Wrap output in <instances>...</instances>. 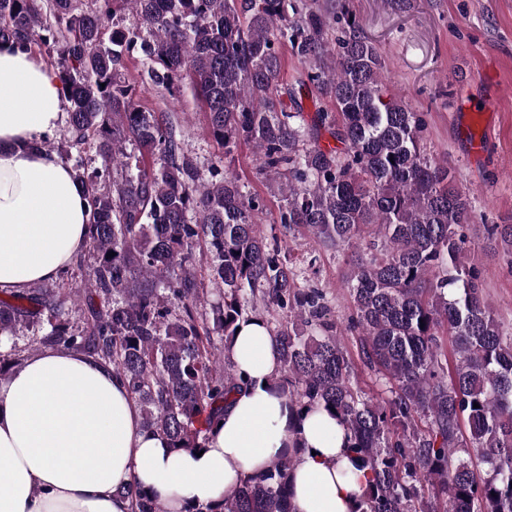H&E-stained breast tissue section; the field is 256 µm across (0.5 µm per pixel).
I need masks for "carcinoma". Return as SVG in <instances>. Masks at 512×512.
Segmentation results:
<instances>
[{"instance_id":"cac0c4a2","label":"carcinoma","mask_w":512,"mask_h":512,"mask_svg":"<svg viewBox=\"0 0 512 512\" xmlns=\"http://www.w3.org/2000/svg\"><path fill=\"white\" fill-rule=\"evenodd\" d=\"M97 2L0 0L1 43L26 51L38 40L56 53L66 155L89 205L84 301L11 293L0 300V337L13 344L19 325L36 324L40 345L111 365L144 427L195 449L249 384L228 347L241 323L258 320L276 338L271 384L291 409H322L350 432L354 464L368 475L357 512H512V336L467 265L475 216L448 161L426 156L422 113L386 96L385 59L348 0ZM285 45L304 64L296 89L279 82ZM134 53L170 96L189 81L224 165L190 155L179 125L139 107L123 77ZM299 91L315 98L312 124ZM321 130L337 145L320 147ZM242 144L281 199L268 235L257 224L264 198L231 169ZM91 150L101 159L92 170ZM297 226L351 252L346 321L282 253L278 234ZM484 230L512 245V224ZM198 248L210 289L198 278ZM348 333L357 362L342 343ZM360 364L381 398L362 388ZM292 467L284 455L220 508L188 512H294ZM123 494L132 512H164L136 487Z\"/></svg>"}]
</instances>
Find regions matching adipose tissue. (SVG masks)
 <instances>
[{"mask_svg":"<svg viewBox=\"0 0 512 512\" xmlns=\"http://www.w3.org/2000/svg\"><path fill=\"white\" fill-rule=\"evenodd\" d=\"M67 100L54 70L0 43V292L56 279L87 240V202L57 154L35 149ZM230 356L251 385L233 392L203 452L176 449L142 424L111 365L47 348L0 381V512H130L120 488L156 495L168 512L218 504L281 457L300 428L292 503L297 512H356L367 483L347 432L324 411L296 418L269 381L274 336L241 326Z\"/></svg>","mask_w":512,"mask_h":512,"instance_id":"1","label":"adipose tissue"}]
</instances>
